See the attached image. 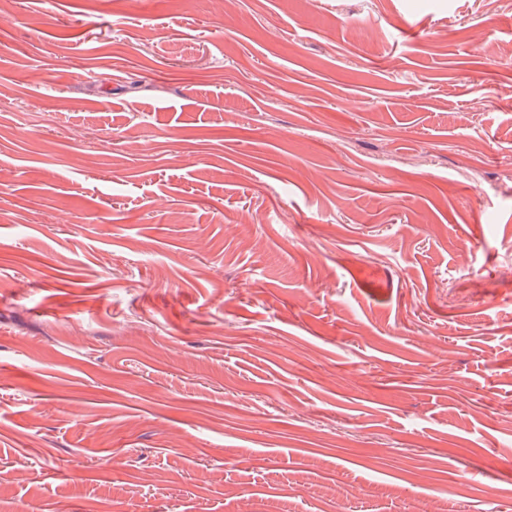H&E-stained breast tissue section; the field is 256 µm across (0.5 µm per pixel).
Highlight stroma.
I'll return each instance as SVG.
<instances>
[{
	"label": "stroma",
	"instance_id": "stroma-1",
	"mask_svg": "<svg viewBox=\"0 0 512 512\" xmlns=\"http://www.w3.org/2000/svg\"><path fill=\"white\" fill-rule=\"evenodd\" d=\"M504 488L507 0H9L0 512Z\"/></svg>",
	"mask_w": 512,
	"mask_h": 512
}]
</instances>
